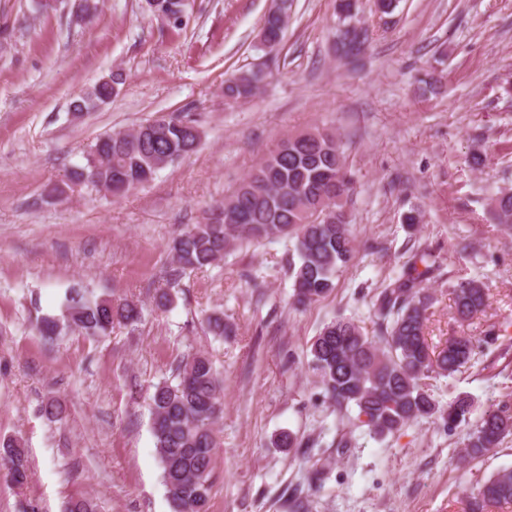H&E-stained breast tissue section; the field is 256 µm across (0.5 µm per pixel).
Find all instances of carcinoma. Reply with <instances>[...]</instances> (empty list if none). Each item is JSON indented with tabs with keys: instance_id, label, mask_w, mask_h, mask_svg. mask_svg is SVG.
I'll return each instance as SVG.
<instances>
[{
	"instance_id": "carcinoma-1",
	"label": "carcinoma",
	"mask_w": 512,
	"mask_h": 512,
	"mask_svg": "<svg viewBox=\"0 0 512 512\" xmlns=\"http://www.w3.org/2000/svg\"><path fill=\"white\" fill-rule=\"evenodd\" d=\"M348 2L335 6V51L357 57L373 40V32L350 36L361 7ZM292 0H283L280 14L266 17L260 46L269 59L263 67L241 68L224 81V99L230 106L255 98L278 61ZM112 82H97L74 100V112H87L117 94ZM418 91L438 94L441 77L426 71L417 79ZM172 115L154 128L141 124L128 132L98 137L84 164L67 180L54 185L50 196L59 197L75 188H103L120 197L148 183L157 172L194 152L201 142L196 120ZM352 180L346 167V148L333 131L313 128L290 133L263 158L237 188L224 197L203 222L186 225L172 240L176 267L168 282L176 287L183 273L213 267L237 243L290 237L295 239L298 261L291 265L293 297L306 305L334 288L336 273L355 256L347 203ZM495 223L512 230V192L504 189L491 198ZM436 270V259L426 248L416 250L402 273L379 293L373 303L382 336L367 335L347 317L326 323L310 345L311 368L320 378L324 396L342 411L356 410V420L370 433L383 438L422 418L435 417L452 431L468 423L473 400L460 394L440 405L420 381L432 373L453 375L476 354V344L466 335L451 336L439 351L431 350L426 336L430 296L420 288ZM483 284L463 279L454 285L455 319L464 325L486 307ZM62 317L89 336L112 332L114 322L135 323L140 310L134 304L113 305L110 298H95L85 288H72L62 303ZM209 332L228 336L233 325L224 315L207 318ZM176 383L159 382L149 395L152 434L157 448L163 484L175 512H209L213 473L216 404L221 385L211 359L196 353L176 366ZM512 436V412L507 405L489 407L464 436L465 461L483 456ZM0 465L13 483L29 477L26 452L8 440L0 444ZM468 512H486L492 505L512 502V469H502L465 489Z\"/></svg>"
}]
</instances>
